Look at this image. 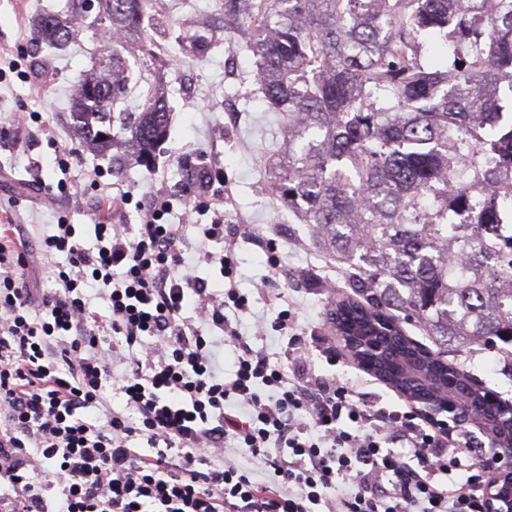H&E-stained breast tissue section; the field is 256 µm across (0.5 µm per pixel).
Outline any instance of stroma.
<instances>
[{"label":"stroma","instance_id":"1","mask_svg":"<svg viewBox=\"0 0 512 512\" xmlns=\"http://www.w3.org/2000/svg\"><path fill=\"white\" fill-rule=\"evenodd\" d=\"M218 5L219 0H167L165 14L176 24L155 42L169 61L170 128L153 166H139L120 149L105 156L85 149L81 162L65 173L53 159L56 148L78 145L69 116L75 78L108 45L93 38L86 26L65 49H48L31 38V18L42 10L68 12L69 0H0V60L16 63L15 69L0 75V210L20 224V241L28 247L38 245L62 214L77 224L84 244L93 245L94 222L111 217L108 202L93 192L48 203L44 191L31 186L28 163L42 160L41 178L50 185L63 178L85 180L88 170L97 166L113 191L129 193L126 223H139L138 202L162 195L172 204L165 222L183 225L192 242L197 225L210 223L212 215L193 210L197 183L190 174L208 169L216 177L215 191L224 195L225 231L236 241L237 285L249 300L248 313L237 320L239 331L261 335L270 354L283 352L287 341L272 323L279 311L291 309L294 331L304 336L303 350L316 374L353 383L373 408L410 411L397 391L341 349L324 320L327 302L343 287L346 272L314 248L305 225L289 223L269 188L266 161L280 147L285 119L265 111L254 97L256 72L239 46V36L218 39L201 58L175 48L180 21L214 14ZM32 115L42 117L50 134L41 133L34 123L18 127L19 118ZM272 256L278 261L274 268L268 262ZM463 359L471 376L512 402V377L503 373L501 353L482 350Z\"/></svg>","mask_w":512,"mask_h":512}]
</instances>
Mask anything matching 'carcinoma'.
I'll list each match as a JSON object with an SVG mask.
<instances>
[{"label":"carcinoma","instance_id":"1","mask_svg":"<svg viewBox=\"0 0 512 512\" xmlns=\"http://www.w3.org/2000/svg\"><path fill=\"white\" fill-rule=\"evenodd\" d=\"M94 34L159 63L141 17L152 0H72ZM216 28L243 37L269 112L288 113L271 190L314 244L346 266L352 294L330 298L336 335L378 338L386 383L419 362L439 386H472L462 363L422 357L400 313L444 346H512V0H221ZM32 35L71 41L69 16L41 11ZM433 46L426 60L423 50ZM125 59L78 78L72 128L106 154L123 140L148 167L169 131L161 88L113 130Z\"/></svg>","mask_w":512,"mask_h":512}]
</instances>
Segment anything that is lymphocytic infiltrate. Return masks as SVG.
Listing matches in <instances>:
<instances>
[{"label": "lymphocytic infiltrate", "mask_w": 512, "mask_h": 512, "mask_svg": "<svg viewBox=\"0 0 512 512\" xmlns=\"http://www.w3.org/2000/svg\"><path fill=\"white\" fill-rule=\"evenodd\" d=\"M196 208L213 210L197 175ZM154 197L136 226L99 223L84 246L59 218L38 247L0 238V507L8 512H485L479 449L460 453L413 416L372 409L353 385L306 371L290 336L282 359L233 327L224 213L200 225L197 254L229 288L184 273L183 227ZM221 252H212V245ZM47 269L52 287L28 288ZM108 305L91 312L87 289ZM234 348L224 371L222 343ZM125 397L111 410L106 395ZM145 440L140 453L134 440ZM243 450L275 483L252 481ZM56 480H40L43 463Z\"/></svg>", "instance_id": "obj_1"}]
</instances>
